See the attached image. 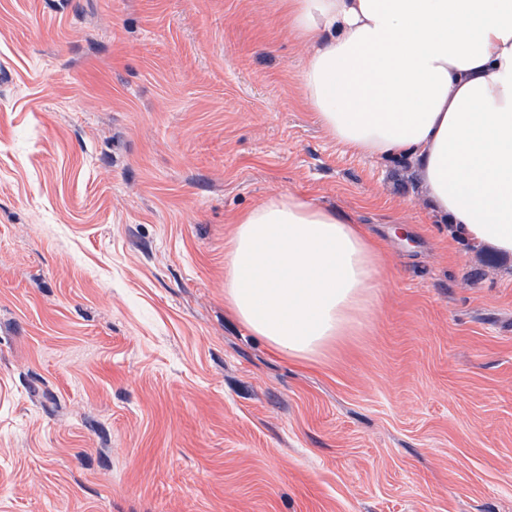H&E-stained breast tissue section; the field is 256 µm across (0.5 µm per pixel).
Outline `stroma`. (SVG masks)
I'll use <instances>...</instances> for the list:
<instances>
[{
	"label": "stroma",
	"mask_w": 512,
	"mask_h": 512,
	"mask_svg": "<svg viewBox=\"0 0 512 512\" xmlns=\"http://www.w3.org/2000/svg\"><path fill=\"white\" fill-rule=\"evenodd\" d=\"M279 0H0V512H512V255L328 138ZM367 227L364 329L224 303L232 220Z\"/></svg>",
	"instance_id": "stroma-1"
}]
</instances>
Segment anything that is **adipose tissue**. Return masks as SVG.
<instances>
[{"label":"adipose tissue","mask_w":512,"mask_h":512,"mask_svg":"<svg viewBox=\"0 0 512 512\" xmlns=\"http://www.w3.org/2000/svg\"><path fill=\"white\" fill-rule=\"evenodd\" d=\"M307 49L303 100L353 153L411 157L432 209L512 254V0H282ZM381 251L364 225L288 193L238 217L224 299L276 352L356 335Z\"/></svg>","instance_id":"obj_1"}]
</instances>
